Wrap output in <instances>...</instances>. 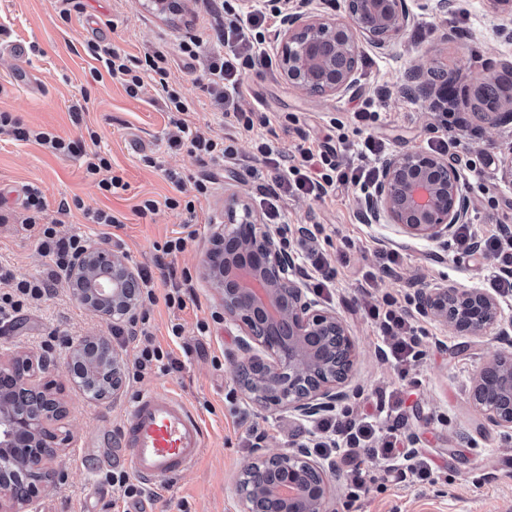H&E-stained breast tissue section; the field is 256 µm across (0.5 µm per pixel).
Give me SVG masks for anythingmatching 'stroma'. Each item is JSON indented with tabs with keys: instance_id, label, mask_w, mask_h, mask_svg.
Instances as JSON below:
<instances>
[{
	"instance_id": "1",
	"label": "stroma",
	"mask_w": 512,
	"mask_h": 512,
	"mask_svg": "<svg viewBox=\"0 0 512 512\" xmlns=\"http://www.w3.org/2000/svg\"><path fill=\"white\" fill-rule=\"evenodd\" d=\"M83 12L70 20L59 14L57 0H0V45L22 49L23 61L0 53V111L18 116L31 127L77 139L96 132L97 148L112 164L113 175L126 190L110 194L86 177L79 161L58 156L29 141L0 138V209L21 210L24 190L38 187L46 198L47 219L62 218L66 233H82L92 245L127 256L136 270H147L158 300L149 306L153 342L174 360L168 370L153 369L144 379L127 380L122 397L98 400L84 394L65 370L72 342L84 336H108L112 325L82 307L66 280L54 282L48 297L33 303L10 322H0V353L26 350L43 357L47 368L36 378L52 387L67 410L61 421L72 441L54 463L55 481L45 483L37 503L39 512H124L120 492L108 481L123 469L124 450L119 431L141 392L164 389L176 393L198 414L206 433V447L193 467L179 476L147 486L145 512H240L236 487L243 464L255 450L243 437L249 428L263 432L259 450L278 452L289 443L309 441V419L256 408L236 386L229 355L234 335L224 326V310L201 275V264L211 247L215 224L224 219V200L244 198L257 216H264L271 192H278L280 172L257 163L256 175L246 169L217 167L199 161L187 149L170 148L175 127L171 115L145 89L129 96L110 76L94 78L97 61L88 43L114 46L143 56L145 52L172 53L171 79L192 104L190 126L221 137L229 128L206 91L207 56L219 49L218 33L224 14L215 0H176L164 8L155 0H81ZM196 35L205 55L186 68L175 53L180 39ZM512 62V17L497 15L486 0H453L444 13L416 11L413 23L387 50L362 43L353 92L344 96H310L288 83L280 67H256L240 76L242 110L267 115L277 134L276 146L293 149L315 144L326 135H344L354 143L374 134L387 143L388 153L405 149L427 151L439 137L455 140L456 167L461 190L470 203L468 222L473 236L487 237L500 225H512V123L492 128L465 106L455 109L458 124L446 127L428 101L407 95L403 86L411 65L459 70L464 86L479 84L488 67ZM24 64L29 84L16 81L13 70ZM374 97L378 120L371 127L358 124L353 113L365 97ZM84 99L88 110L74 123L72 102ZM162 161L148 166L144 158ZM183 178L175 185L168 171ZM208 175L214 180L208 197H196L193 181ZM278 201L289 240L298 229L320 225L327 254L336 269L331 291L320 302L336 309L347 321L359 348L358 363L349 384V400L357 412L375 417L378 426L391 425L403 415L401 430L406 447L422 451L435 464L432 482H418L406 463L389 469L365 453L356 464L341 463L344 477L333 492L332 512H347L345 502L354 489L353 471L361 469L365 484L358 489V512H512V431L488 428L483 413L469 399L471 381L481 364L499 350L488 338L458 336L429 320L422 346L427 356L401 372L382 359L379 339L367 316L369 307L384 295L398 300L413 297L425 283L450 282L460 287H487L498 266L483 251L459 254L444 241L408 238L387 223L366 224L360 218L363 195L346 185L336 194L313 200L281 193ZM80 198L83 206L58 215L61 200ZM194 200V225L184 222L180 210L165 206L166 198ZM158 209L142 216L143 200ZM112 211L121 227L92 224L85 210ZM189 236L184 252L169 265L156 262L157 245ZM396 250L394 274L382 272L381 255ZM0 261L16 276L47 272L49 260L38 250L32 231L18 221L0 224ZM189 270L193 299L183 310L168 308L163 297L171 271ZM182 326L181 337L171 336V323ZM207 331H199V323ZM57 332L63 344L46 349L48 332Z\"/></svg>"
}]
</instances>
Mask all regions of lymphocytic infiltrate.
<instances>
[{
    "label": "lymphocytic infiltrate",
    "instance_id": "lymphocytic-infiltrate-1",
    "mask_svg": "<svg viewBox=\"0 0 512 512\" xmlns=\"http://www.w3.org/2000/svg\"><path fill=\"white\" fill-rule=\"evenodd\" d=\"M220 7L227 17L224 25L226 50L210 56L208 60L207 91L221 105L224 122L230 127L238 126L249 131L257 124L269 126V119L254 120L252 113L240 109L239 77L256 65H272L271 56L263 53L261 46L263 31L274 25L275 17L262 12L242 20L234 13L228 0H222ZM88 50L103 63L111 77L122 81L128 95L139 96L146 86H153L165 110L175 115L173 124L177 132L170 138V146L187 147L190 154L216 164L237 159L234 137L214 139L193 131L186 123L184 115L189 112L191 104L169 82L170 60L166 52L155 50L137 58L116 48L100 47L94 42L89 44ZM0 134L12 136L17 141L36 142L57 155L82 158L86 176L96 178L101 190L109 192L123 186L122 179L113 175L110 161L98 151L87 150L84 141L30 128L12 113L1 111ZM352 148L345 137L329 138L319 150L300 148V160L293 164L287 152L275 146L271 139H262L256 146L263 158L274 159L276 164L284 166L287 192L316 200L330 196L340 185L353 184L364 190L374 185L378 178L376 168L344 162L345 152ZM353 149L364 158L384 152L386 143L384 139L369 136ZM44 210L41 190L27 187L21 222L25 229L36 230L38 249L48 258L50 271L44 277L20 278L11 268L0 264V283L7 287L6 292L0 293L1 318H15L24 307L43 299L49 291L51 279L66 276L73 261L88 247V240L83 235L62 233L58 221H44ZM482 245L499 265L500 273L491 280V290L497 294H512V232L503 230L492 234L484 238ZM368 316L377 329L384 356L390 357L395 365L415 363L424 358L421 338L425 330L415 323L395 297H383L381 303L369 309ZM315 428L318 440L312 450L316 454L336 455L349 460L356 450L363 448L383 461L411 458L410 470L416 480L427 481L434 474L430 459L416 456L412 449L401 448L397 426L380 428L373 418L354 415L351 406H344L335 414L319 420Z\"/></svg>",
    "mask_w": 512,
    "mask_h": 512
}]
</instances>
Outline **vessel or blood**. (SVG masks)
<instances>
[{"mask_svg":"<svg viewBox=\"0 0 512 512\" xmlns=\"http://www.w3.org/2000/svg\"><path fill=\"white\" fill-rule=\"evenodd\" d=\"M130 471L141 481H165L191 467L205 443L199 416L177 395L161 390L140 394L121 436Z\"/></svg>","mask_w":512,"mask_h":512,"instance_id":"obj_1","label":"vessel or blood"}]
</instances>
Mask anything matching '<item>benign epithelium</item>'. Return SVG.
Here are the masks:
<instances>
[{"mask_svg": "<svg viewBox=\"0 0 512 512\" xmlns=\"http://www.w3.org/2000/svg\"><path fill=\"white\" fill-rule=\"evenodd\" d=\"M297 0L274 34L288 83L310 96L346 95L355 86L360 43L387 49L414 19L408 0H345L346 19L316 14ZM457 70L413 66L407 91L434 109L461 92ZM490 127L512 121V90L477 110ZM460 174L448 159L416 150L385 158L371 194L361 203L368 224L384 219L410 238L438 241L467 223L470 204ZM202 276L218 294L224 322L235 326L239 354L230 358L234 381L266 412L313 417L348 396L358 358L345 318L310 297L297 257L280 234L253 218L237 195L224 200V223L215 225ZM77 300L105 320L130 321L140 305L141 281L126 257L88 248L67 275ZM417 314L460 336H491L508 344L486 361L469 395L488 425L512 428V317L481 288L434 283L418 289ZM127 360L106 336L78 340L68 372L82 390L120 398ZM45 361L30 353L0 360V457L28 474L22 483L0 482V512H34L42 484L55 478L52 461L69 434L52 427L66 408L50 388L34 382ZM239 484L241 512H328L330 488L343 478L333 460H317L307 444L259 453L245 464Z\"/></svg>", "mask_w": 512, "mask_h": 512, "instance_id": "7a95c632", "label": "benign epithelium"}]
</instances>
